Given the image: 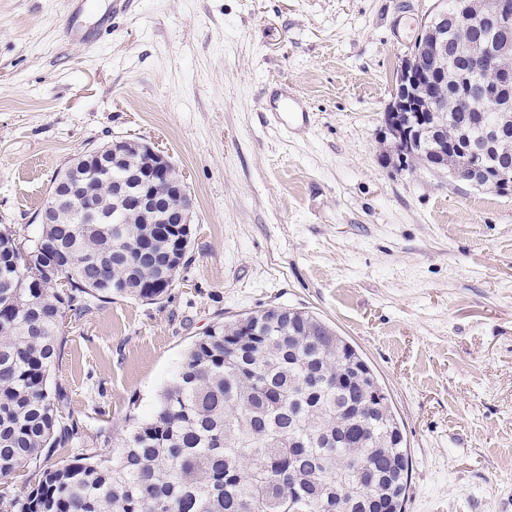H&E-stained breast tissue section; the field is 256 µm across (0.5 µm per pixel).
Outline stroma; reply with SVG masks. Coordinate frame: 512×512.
<instances>
[{
	"label": "stroma",
	"mask_w": 512,
	"mask_h": 512,
	"mask_svg": "<svg viewBox=\"0 0 512 512\" xmlns=\"http://www.w3.org/2000/svg\"><path fill=\"white\" fill-rule=\"evenodd\" d=\"M109 3L73 20L68 0H0V224L36 235L57 174L115 136L164 149L195 200L168 296L66 330L52 381L88 437L148 416L215 322L303 308L387 388L413 462L405 512H501L512 195L380 158L394 74L439 0H133L105 28Z\"/></svg>",
	"instance_id": "35a3bbf8"
}]
</instances>
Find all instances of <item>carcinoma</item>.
Segmentation results:
<instances>
[{
	"instance_id": "carcinoma-1",
	"label": "carcinoma",
	"mask_w": 512,
	"mask_h": 512,
	"mask_svg": "<svg viewBox=\"0 0 512 512\" xmlns=\"http://www.w3.org/2000/svg\"><path fill=\"white\" fill-rule=\"evenodd\" d=\"M487 20L448 26V82L468 71L463 42L494 37ZM469 71L473 98L493 80ZM477 113L436 116L438 142L405 158L442 161ZM43 225L20 240L0 228V480L29 471L26 491L0 494V512H403L411 457L374 372L316 315L271 306L219 321L188 348L152 415L132 421L105 458L78 453L83 437L51 389L65 320L116 298L162 300L187 265L190 235L146 224Z\"/></svg>"
}]
</instances>
